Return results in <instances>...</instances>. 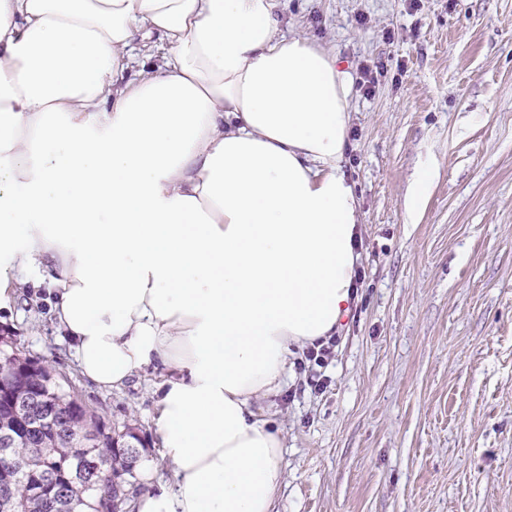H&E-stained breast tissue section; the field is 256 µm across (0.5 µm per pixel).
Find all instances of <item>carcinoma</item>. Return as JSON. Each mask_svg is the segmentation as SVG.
Masks as SVG:
<instances>
[{
  "instance_id": "1",
  "label": "carcinoma",
  "mask_w": 512,
  "mask_h": 512,
  "mask_svg": "<svg viewBox=\"0 0 512 512\" xmlns=\"http://www.w3.org/2000/svg\"><path fill=\"white\" fill-rule=\"evenodd\" d=\"M0 435H12L0 447V512H126L129 486L136 482L137 448H115L136 427L111 426L78 397L72 383L45 362L0 339ZM43 398L32 415L17 399ZM107 459L112 475L95 485L94 464Z\"/></svg>"
}]
</instances>
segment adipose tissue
<instances>
[{
	"instance_id": "adipose-tissue-1",
	"label": "adipose tissue",
	"mask_w": 512,
	"mask_h": 512,
	"mask_svg": "<svg viewBox=\"0 0 512 512\" xmlns=\"http://www.w3.org/2000/svg\"><path fill=\"white\" fill-rule=\"evenodd\" d=\"M280 0H0V307L30 272L79 373L163 366L175 486L137 512H273L256 410L357 299L353 76ZM157 38L131 71L135 34Z\"/></svg>"
}]
</instances>
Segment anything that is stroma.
Masks as SVG:
<instances>
[{
    "label": "stroma",
    "instance_id": "1",
    "mask_svg": "<svg viewBox=\"0 0 512 512\" xmlns=\"http://www.w3.org/2000/svg\"><path fill=\"white\" fill-rule=\"evenodd\" d=\"M282 30L353 74L361 280L327 363L294 365L262 403L283 440L274 512H512V0H283ZM37 279L0 331L113 426L136 424L152 470L138 492L172 487L156 432L165 369L98 388Z\"/></svg>",
    "mask_w": 512,
    "mask_h": 512
}]
</instances>
